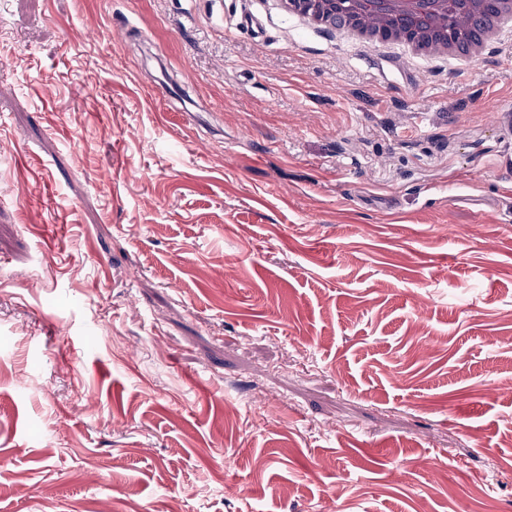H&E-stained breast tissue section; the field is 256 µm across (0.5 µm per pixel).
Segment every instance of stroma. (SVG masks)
Wrapping results in <instances>:
<instances>
[{"instance_id": "obj_1", "label": "stroma", "mask_w": 512, "mask_h": 512, "mask_svg": "<svg viewBox=\"0 0 512 512\" xmlns=\"http://www.w3.org/2000/svg\"><path fill=\"white\" fill-rule=\"evenodd\" d=\"M506 106L512 33L0 0V512H512Z\"/></svg>"}]
</instances>
